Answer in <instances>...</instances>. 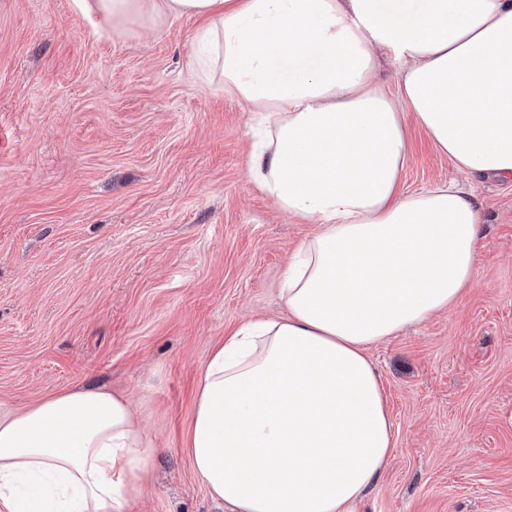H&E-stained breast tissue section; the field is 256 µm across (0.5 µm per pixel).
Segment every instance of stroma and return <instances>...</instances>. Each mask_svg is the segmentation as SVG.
I'll use <instances>...</instances> for the list:
<instances>
[{
    "mask_svg": "<svg viewBox=\"0 0 512 512\" xmlns=\"http://www.w3.org/2000/svg\"><path fill=\"white\" fill-rule=\"evenodd\" d=\"M86 2L0 0V417L128 394L156 448L130 512H218L185 448L201 372L240 323L285 314L312 227L249 180L250 113L202 81L199 19ZM408 139L403 189L471 193L485 249L455 309L369 352L397 443L360 512H512V180Z\"/></svg>",
    "mask_w": 512,
    "mask_h": 512,
    "instance_id": "1",
    "label": "stroma"
}]
</instances>
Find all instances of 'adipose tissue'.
Listing matches in <instances>:
<instances>
[{"label":"adipose tissue","mask_w":512,"mask_h":512,"mask_svg":"<svg viewBox=\"0 0 512 512\" xmlns=\"http://www.w3.org/2000/svg\"><path fill=\"white\" fill-rule=\"evenodd\" d=\"M115 19L201 18L204 82L251 113L252 182L313 232L282 274L285 316L206 363L185 446L226 512H355L396 448L382 340L479 276L483 214L448 184L401 190L407 125L469 175L512 178V0H97ZM400 90L377 79L379 53ZM154 447L95 388L0 418V512H128Z\"/></svg>","instance_id":"obj_1"}]
</instances>
